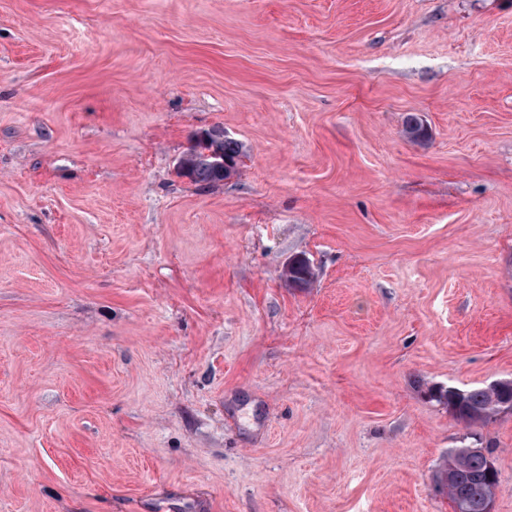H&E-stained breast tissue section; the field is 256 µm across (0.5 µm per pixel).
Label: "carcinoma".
Masks as SVG:
<instances>
[{
    "mask_svg": "<svg viewBox=\"0 0 512 512\" xmlns=\"http://www.w3.org/2000/svg\"><path fill=\"white\" fill-rule=\"evenodd\" d=\"M211 132L210 141L197 143L198 153L202 155L210 150L219 153L224 163L230 166L227 173H236L245 154L244 145L236 139L224 137L220 127L212 128ZM404 134L418 143L429 138L427 128L414 114L407 115ZM222 180L224 175L207 161L196 163L190 173V181L199 185H213ZM428 393L430 400L448 407V412L467 428L485 424L500 412L499 407L492 405L494 391L485 386L466 388L459 399L447 390L430 388ZM497 483L498 472L487 448L464 454L452 448L448 450L442 470L435 474L437 491L448 497L453 512H483L486 502L493 500Z\"/></svg>",
    "mask_w": 512,
    "mask_h": 512,
    "instance_id": "cac0c4a2",
    "label": "carcinoma"
}]
</instances>
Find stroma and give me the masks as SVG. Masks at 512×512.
Here are the masks:
<instances>
[{
    "instance_id": "1",
    "label": "stroma",
    "mask_w": 512,
    "mask_h": 512,
    "mask_svg": "<svg viewBox=\"0 0 512 512\" xmlns=\"http://www.w3.org/2000/svg\"><path fill=\"white\" fill-rule=\"evenodd\" d=\"M510 378L512 0H0V512H512ZM213 136L209 142L197 143V150L200 156L204 154V151L213 150L214 152L220 153V156L224 159L215 160L213 164L217 167L224 166V163L231 167V169H224L227 171L228 177L233 173L237 172L239 161L245 154L244 145L236 139L224 138L228 137L227 133L224 132L223 128L214 127L211 128ZM221 132L224 134L222 135ZM213 157L219 158L218 154L205 152L203 159ZM210 164L208 161H200L196 163L190 173V181L199 185H213L217 182L224 180V174H221L217 168ZM510 388H512V379H504L492 381L486 386L463 389L464 395L460 399L447 390L428 388V393L431 401L448 407V411L453 417L463 423L466 428H471L487 423L500 412L498 406L492 405L495 397L494 391ZM459 449L448 451L442 470L435 474L437 491L448 497L453 512H492L493 502L484 506L493 500L498 472L489 448L458 455Z\"/></svg>"
}]
</instances>
